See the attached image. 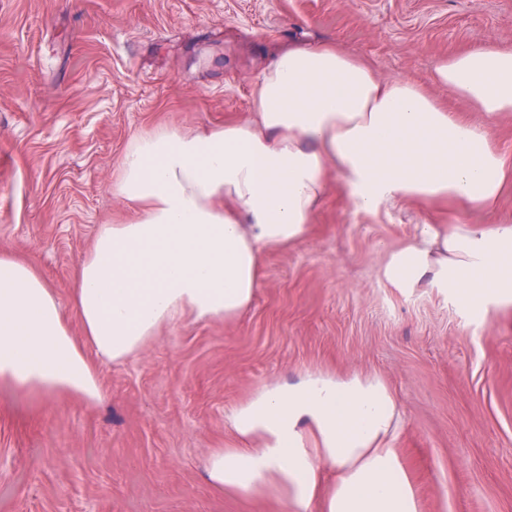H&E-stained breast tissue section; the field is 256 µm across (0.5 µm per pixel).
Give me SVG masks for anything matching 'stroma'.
Listing matches in <instances>:
<instances>
[{"label":"stroma","mask_w":512,"mask_h":512,"mask_svg":"<svg viewBox=\"0 0 512 512\" xmlns=\"http://www.w3.org/2000/svg\"><path fill=\"white\" fill-rule=\"evenodd\" d=\"M322 39L467 112L434 65L511 47L512 0H0V252L42 272L80 334L74 268L100 225L135 216L114 191L132 139L246 122L275 54ZM429 218L365 213L330 185L307 237L266 254L245 312L164 326L102 364L103 402L0 380V512H284L273 494L215 491L202 461L240 447L232 409L309 372L390 388L420 512H512V310L484 320L383 275Z\"/></svg>","instance_id":"1"}]
</instances>
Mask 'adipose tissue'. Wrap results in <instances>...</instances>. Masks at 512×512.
<instances>
[{
	"mask_svg": "<svg viewBox=\"0 0 512 512\" xmlns=\"http://www.w3.org/2000/svg\"><path fill=\"white\" fill-rule=\"evenodd\" d=\"M433 81L481 119L448 110L418 83L380 79L334 43L293 45L258 77L253 121L134 138L115 191L137 215L100 225L78 263L80 336L40 271L0 253V380L94 403L97 358L127 360L187 317L237 316L261 284L266 253L306 236L332 174L358 210L406 201L447 213L391 253V287L446 291L486 319L512 307V224L486 220L512 188V156L491 133L512 115V48L489 41L440 60ZM227 421L244 445L204 459L216 491L273 493L286 512H419L385 445L402 416L379 378L277 383Z\"/></svg>",
	"mask_w": 512,
	"mask_h": 512,
	"instance_id": "ef3b65f1",
	"label": "adipose tissue"
}]
</instances>
